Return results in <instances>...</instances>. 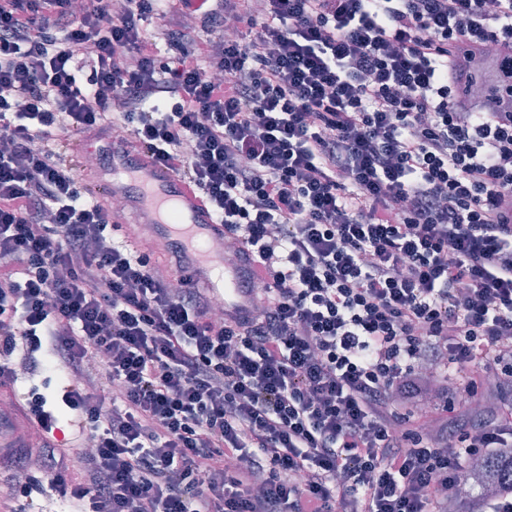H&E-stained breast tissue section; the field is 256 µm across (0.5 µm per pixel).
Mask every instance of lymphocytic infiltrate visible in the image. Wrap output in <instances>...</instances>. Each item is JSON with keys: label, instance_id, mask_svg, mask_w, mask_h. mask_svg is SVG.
Listing matches in <instances>:
<instances>
[{"label": "lymphocytic infiltrate", "instance_id": "lymphocytic-infiltrate-1", "mask_svg": "<svg viewBox=\"0 0 512 512\" xmlns=\"http://www.w3.org/2000/svg\"><path fill=\"white\" fill-rule=\"evenodd\" d=\"M466 48L512 70V0H0V386L66 376L0 512L34 455L73 512H447L512 447V397L411 419L428 363L512 383V112L465 109ZM119 127L252 251L250 315L114 241L60 145ZM22 351H18L14 359L17 380L14 385L16 393H26L30 388L37 387L48 398L54 397L60 390L63 377L60 373L49 370L44 358L36 353L38 362L30 364L23 358Z\"/></svg>", "mask_w": 512, "mask_h": 512}]
</instances>
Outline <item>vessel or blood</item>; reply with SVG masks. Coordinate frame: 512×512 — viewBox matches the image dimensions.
<instances>
[{
	"label": "vessel or blood",
	"mask_w": 512,
	"mask_h": 512,
	"mask_svg": "<svg viewBox=\"0 0 512 512\" xmlns=\"http://www.w3.org/2000/svg\"><path fill=\"white\" fill-rule=\"evenodd\" d=\"M85 181L101 202L126 198L157 242L180 248L188 260L186 275L223 299L226 318L250 313L252 295L245 286L250 266L242 256L225 261L224 226L193 182L127 144L113 147L110 169L86 175Z\"/></svg>",
	"instance_id": "1"
}]
</instances>
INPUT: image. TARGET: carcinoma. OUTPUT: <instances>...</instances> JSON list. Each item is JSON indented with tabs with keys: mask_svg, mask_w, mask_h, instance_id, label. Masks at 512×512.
<instances>
[{
	"mask_svg": "<svg viewBox=\"0 0 512 512\" xmlns=\"http://www.w3.org/2000/svg\"><path fill=\"white\" fill-rule=\"evenodd\" d=\"M501 53H483L469 61V86L466 105L474 112H512V96L506 91L508 79L499 69ZM512 460V449L502 450L479 461L478 482L474 488L480 497L460 496L451 501L448 512H480L490 497L506 494L512 489V475L501 476L507 460Z\"/></svg>",
	"mask_w": 512,
	"mask_h": 512,
	"instance_id": "1",
	"label": "carcinoma"
}]
</instances>
